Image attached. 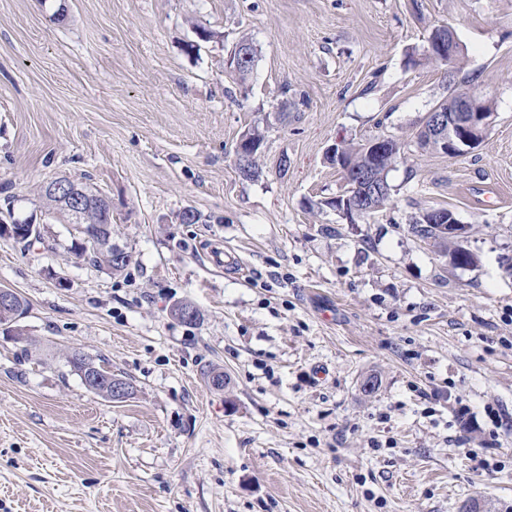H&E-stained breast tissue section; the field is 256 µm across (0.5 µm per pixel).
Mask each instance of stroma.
Wrapping results in <instances>:
<instances>
[{"mask_svg":"<svg viewBox=\"0 0 512 512\" xmlns=\"http://www.w3.org/2000/svg\"><path fill=\"white\" fill-rule=\"evenodd\" d=\"M442 21L495 114L455 158L418 143L453 68L409 59ZM380 135L403 147L393 199L346 220L326 151ZM62 175L108 196L124 271L71 251L43 196ZM438 207L476 266L412 232ZM6 209L45 241L0 238L28 302L0 325V512L512 505V0H0ZM75 350L133 394L89 391ZM237 44H239V46L235 49L234 53H230L227 56L225 60V66L226 69H228L230 72L238 73L239 75H245L253 69L257 57V52L252 43L247 40H242ZM244 47H246L250 54V58L248 60L239 56V50Z\"/></svg>","mask_w":512,"mask_h":512,"instance_id":"obj_1","label":"stroma"}]
</instances>
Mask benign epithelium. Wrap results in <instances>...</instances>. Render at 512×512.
Returning a JSON list of instances; mask_svg holds the SVG:
<instances>
[{
	"mask_svg": "<svg viewBox=\"0 0 512 512\" xmlns=\"http://www.w3.org/2000/svg\"><path fill=\"white\" fill-rule=\"evenodd\" d=\"M460 98V105L457 112L448 114L446 112H430L429 126L425 131L429 136L439 142L444 154L450 157H458L473 149L486 136L493 124L494 115L479 109L481 97L477 96L470 88L465 87L456 92ZM359 192L349 193L343 199L342 214L348 218L353 216H364L367 211L369 199L379 193L378 185L370 175L359 177ZM45 190L58 194L66 201V211L72 218L75 226L82 228V218L87 213V207L91 204L92 198L100 199L104 205H109L107 196L101 191L89 192L86 189L70 184L63 178L58 177L51 180ZM430 223L440 225V230L450 235L463 237L466 226L460 224L450 211H430ZM104 393L113 401H122L130 393L129 382L123 378L105 374L97 379Z\"/></svg>",
	"mask_w": 512,
	"mask_h": 512,
	"instance_id": "7a95c632",
	"label": "benign epithelium"
}]
</instances>
